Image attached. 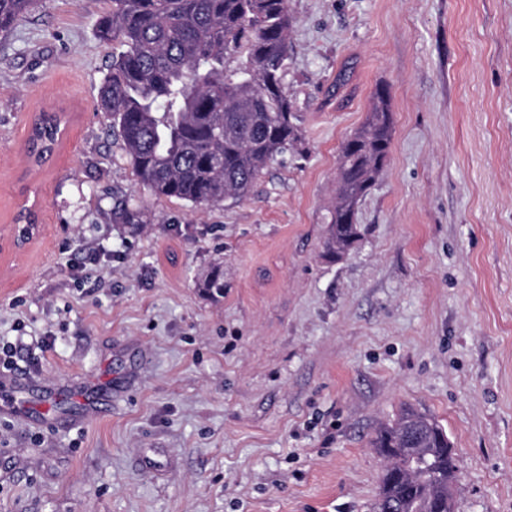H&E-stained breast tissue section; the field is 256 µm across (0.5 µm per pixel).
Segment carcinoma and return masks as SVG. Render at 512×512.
<instances>
[{"mask_svg":"<svg viewBox=\"0 0 512 512\" xmlns=\"http://www.w3.org/2000/svg\"><path fill=\"white\" fill-rule=\"evenodd\" d=\"M96 36L116 44L97 103L112 117L139 185L158 197L211 206L245 197L298 137L284 87L288 70V0H109ZM35 0H0V30ZM58 126L50 114L34 124L28 155H52ZM392 137L388 89L376 87L364 123L341 146L331 255L358 236L355 207L382 174ZM224 294L223 271L200 284ZM372 447L387 450L379 497L400 512H448L457 477L445 428L411 409L380 427Z\"/></svg>","mask_w":512,"mask_h":512,"instance_id":"cac0c4a2","label":"carcinoma"}]
</instances>
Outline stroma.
<instances>
[{"mask_svg":"<svg viewBox=\"0 0 512 512\" xmlns=\"http://www.w3.org/2000/svg\"><path fill=\"white\" fill-rule=\"evenodd\" d=\"M108 7L39 0L0 32V235L26 197L42 226L0 246V348L112 388L56 429L0 414V512H373L369 440L406 406L448 433L455 512H512V0H288L301 139L208 207L139 186L99 112ZM380 85L389 159L332 259L339 149ZM42 111L66 132L33 169Z\"/></svg>","mask_w":512,"mask_h":512,"instance_id":"obj_1","label":"stroma"}]
</instances>
